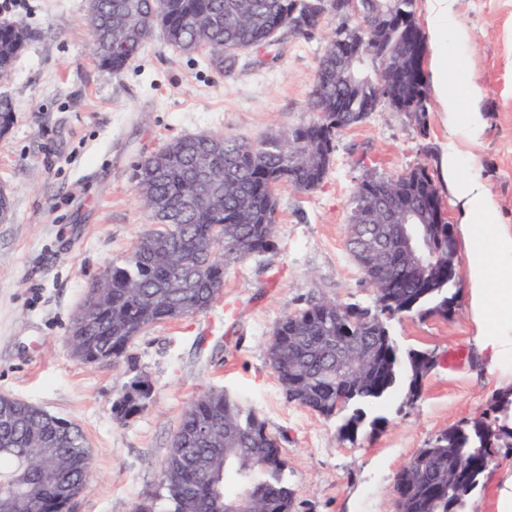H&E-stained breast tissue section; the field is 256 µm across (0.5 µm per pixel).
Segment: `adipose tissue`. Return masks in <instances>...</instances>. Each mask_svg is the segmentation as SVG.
Segmentation results:
<instances>
[{"mask_svg": "<svg viewBox=\"0 0 512 512\" xmlns=\"http://www.w3.org/2000/svg\"><path fill=\"white\" fill-rule=\"evenodd\" d=\"M427 6V35L436 51L431 58L432 89L441 112L448 122L449 136L465 130L470 140H477L483 120L478 110H471L466 127H459L457 114L462 100L475 104L482 88L468 82L463 91H456L448 83V69L452 65L444 49L448 40L466 44L467 30L457 20L455 0H425ZM461 153L449 146L443 155L441 174L458 207L459 224L466 250L471 258L469 268L470 304L477 328L476 343L491 363L512 359V235L495 224L496 205L485 185L477 178L460 174ZM495 250L502 260L499 267H490L486 261L488 250Z\"/></svg>", "mask_w": 512, "mask_h": 512, "instance_id": "ef3b65f1", "label": "adipose tissue"}]
</instances>
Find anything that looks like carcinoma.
Wrapping results in <instances>:
<instances>
[{
	"instance_id": "cac0c4a2",
	"label": "carcinoma",
	"mask_w": 512,
	"mask_h": 512,
	"mask_svg": "<svg viewBox=\"0 0 512 512\" xmlns=\"http://www.w3.org/2000/svg\"><path fill=\"white\" fill-rule=\"evenodd\" d=\"M134 7L142 23L124 31L120 18ZM97 13L92 51L100 65L120 73L140 52L145 38L159 27L167 43L180 52L207 50L224 63V46L258 51L267 35L288 29V18L303 14L310 38L325 19V0H89ZM362 15L383 10L389 24L381 46L401 43L407 65L394 74L391 85H339L336 63L355 52L356 28L349 20L345 33L328 40L310 94L309 118L288 129L294 153L270 148L259 156L247 142L222 134L177 138L160 152L134 165L135 187L149 202L159 199L170 217V228H149L119 265L107 267L90 286L86 318L72 323L79 338L74 358L95 364L110 357H127L130 343L148 327L188 317L187 308L206 310L224 290L228 265L276 248L275 190L288 184L297 190L318 188L334 163L337 135L353 126L351 113L376 110L386 99L410 110L425 127L427 84L424 62L426 39L416 18L415 0H360ZM31 34L27 27L0 25V73L5 75ZM209 161V174L220 188L211 202L195 192L198 163ZM391 186L409 207L426 208L436 202L438 187L425 168L413 167L395 176L366 173L352 192L349 226L365 232L366 207ZM408 230L431 239L441 259L448 256V224H415ZM218 235L235 251L230 260H211L202 246ZM389 278L359 266L372 289L370 306L347 303L350 317L336 318L334 300L316 301L284 313L276 322L267 346L269 367L288 400L329 419L340 418L339 434L347 440L379 430L383 416L367 419L366 409L398 390L408 402L421 395L417 372L419 350L401 352L390 334L389 322L404 312L448 317V304L458 289L448 284L440 266L424 285L405 272L406 260L389 250ZM351 329L376 352L374 363L357 362L348 371L336 369V358L322 349L324 337L343 327ZM152 390L137 376L112 402V414L125 420L143 409ZM490 421L478 420L447 428L415 455L417 467L396 473L392 496L396 512H464L468 496L487 470L496 448L512 447V397L501 395L492 406ZM61 437L54 462L39 460V443ZM89 446L70 422L20 401L0 399V512H70V497L87 488ZM287 463L279 437L265 421L221 390L208 389L191 400L182 415L164 462L157 489L146 495L136 512H226L243 506L245 512H292L294 491L286 480Z\"/></svg>"
}]
</instances>
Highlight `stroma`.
I'll return each mask as SVG.
<instances>
[{"mask_svg": "<svg viewBox=\"0 0 512 512\" xmlns=\"http://www.w3.org/2000/svg\"><path fill=\"white\" fill-rule=\"evenodd\" d=\"M31 38L0 80L13 107L0 135V187L11 217L0 223V396L35 404L77 424L91 454V480L72 512H134L157 488L161 465L189 400L213 388L252 408L280 438L295 492L294 512H394L397 471L445 428L488 415L495 393L512 388V362L487 374L471 321L469 257L458 252L460 306L448 318L405 313L390 323L400 348L431 352L419 400L395 395L372 415L386 424L356 442L338 420L287 400L266 346L288 311L331 299L371 304L373 292L346 248L351 196L373 171L392 176L424 166L439 181L448 215L455 200L441 182L448 124L429 99L425 125L379 109L339 133L322 185L277 189V248L230 266L222 295L204 312L151 326L119 363H79L71 354L74 316L90 284L122 262L149 227L132 181L137 161L169 141L201 132L248 140L307 119L314 76L330 33L280 34L233 69L209 52L181 53L153 31L123 72L104 71L89 52L87 0H1ZM465 46L449 44L468 78L484 89L481 138L459 140L461 172L480 178L512 234V0H457ZM146 376L153 394L126 421L112 416L124 385ZM512 475V448L499 449L465 512H497Z\"/></svg>", "mask_w": 512, "mask_h": 512, "instance_id": "1", "label": "stroma"}]
</instances>
